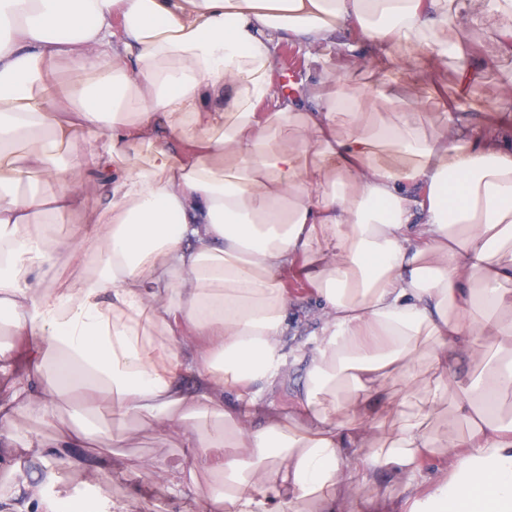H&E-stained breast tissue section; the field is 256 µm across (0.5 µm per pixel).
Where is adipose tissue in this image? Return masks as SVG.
<instances>
[{"instance_id": "obj_1", "label": "adipose tissue", "mask_w": 512, "mask_h": 512, "mask_svg": "<svg viewBox=\"0 0 512 512\" xmlns=\"http://www.w3.org/2000/svg\"><path fill=\"white\" fill-rule=\"evenodd\" d=\"M488 20L511 39L512 0H0V311L35 344L0 446L47 463L0 512H61L53 461L146 417L213 477L207 512H512V151L462 104L429 129L332 68L354 29L399 63L462 66ZM285 40L321 49L290 97L270 81ZM78 138L107 198L91 213L60 160ZM78 265L93 275L27 283ZM293 269L316 327L290 346ZM462 351L474 370L451 376ZM391 382L407 393L383 441ZM70 395L111 427L14 426ZM382 470L400 495L356 497Z\"/></svg>"}]
</instances>
